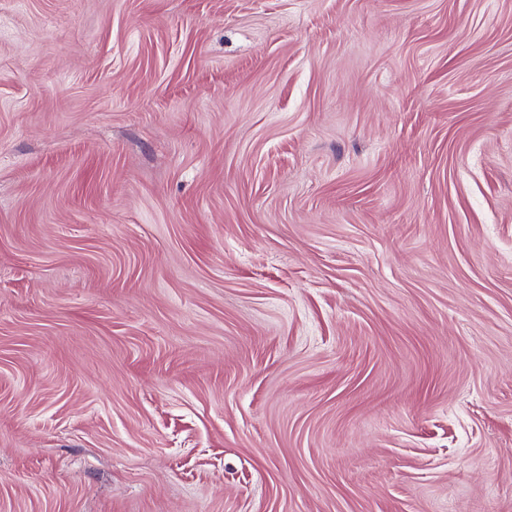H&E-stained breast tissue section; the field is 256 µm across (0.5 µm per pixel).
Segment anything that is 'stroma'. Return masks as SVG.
Returning a JSON list of instances; mask_svg holds the SVG:
<instances>
[{
    "label": "stroma",
    "mask_w": 512,
    "mask_h": 512,
    "mask_svg": "<svg viewBox=\"0 0 512 512\" xmlns=\"http://www.w3.org/2000/svg\"><path fill=\"white\" fill-rule=\"evenodd\" d=\"M0 512H512V0H0Z\"/></svg>",
    "instance_id": "35a3bbf8"
}]
</instances>
